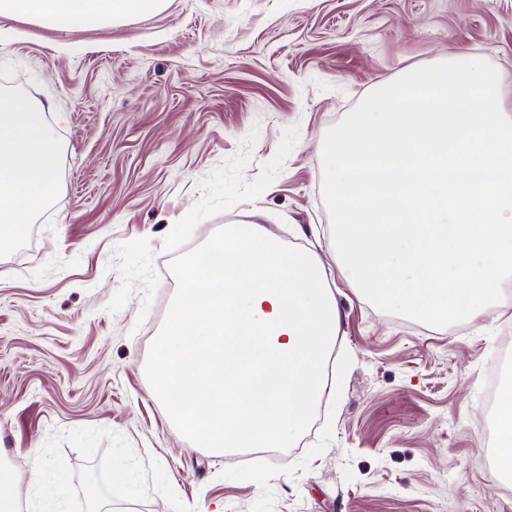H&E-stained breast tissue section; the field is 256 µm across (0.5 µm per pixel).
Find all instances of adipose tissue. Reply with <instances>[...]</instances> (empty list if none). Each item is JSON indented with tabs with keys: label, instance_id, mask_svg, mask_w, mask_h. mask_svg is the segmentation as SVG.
Segmentation results:
<instances>
[{
	"label": "adipose tissue",
	"instance_id": "obj_1",
	"mask_svg": "<svg viewBox=\"0 0 512 512\" xmlns=\"http://www.w3.org/2000/svg\"><path fill=\"white\" fill-rule=\"evenodd\" d=\"M168 0H0L1 18L96 28L163 12ZM45 104L0 100V243L19 237L58 190L59 146Z\"/></svg>",
	"mask_w": 512,
	"mask_h": 512
}]
</instances>
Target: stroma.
I'll use <instances>...</instances> for the list:
<instances>
[{
	"mask_svg": "<svg viewBox=\"0 0 512 512\" xmlns=\"http://www.w3.org/2000/svg\"><path fill=\"white\" fill-rule=\"evenodd\" d=\"M478 56L512 87V0H169L61 30L0 18V94L47 103L60 191L0 247V461L66 512H512L485 464L484 377L512 292L461 326L351 288L326 133L413 67ZM315 249L340 311L332 391L287 450L193 447L146 374L162 260L254 210ZM47 464L33 479L31 459Z\"/></svg>",
	"mask_w": 512,
	"mask_h": 512,
	"instance_id": "35a3bbf8",
	"label": "stroma"
}]
</instances>
